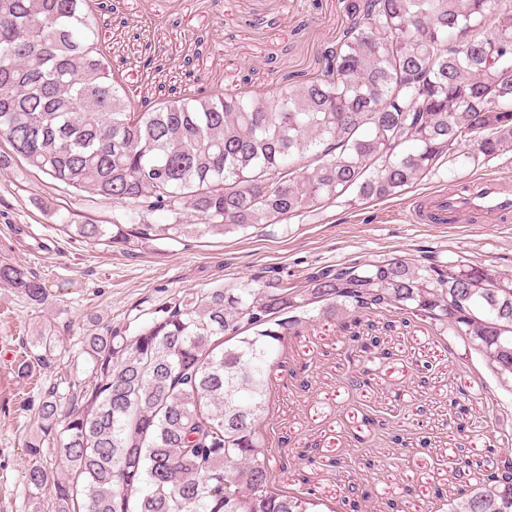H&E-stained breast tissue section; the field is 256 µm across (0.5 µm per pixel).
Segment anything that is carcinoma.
<instances>
[{
	"label": "carcinoma",
	"instance_id": "1",
	"mask_svg": "<svg viewBox=\"0 0 512 512\" xmlns=\"http://www.w3.org/2000/svg\"><path fill=\"white\" fill-rule=\"evenodd\" d=\"M336 40L313 73L268 88H196L151 101L112 71L92 16L109 0H0V169L24 161L54 182L126 205V223L65 225L89 242L133 247L279 224L349 191L354 201L404 191L467 149L512 153V0H343ZM170 224H144L140 211ZM200 220L186 224L188 218ZM0 282L44 300L42 283L0 262ZM382 309L456 336L512 384V274L444 262L432 250L315 268L290 287L260 271L238 288L187 292L133 336L84 341L91 380L59 421L45 394L26 441L23 478L50 486L55 512H336L309 487L279 484L292 455L259 434L278 351L321 316L347 336L350 383L380 341L362 316ZM33 362H56L53 337ZM288 370V369H286ZM291 368L293 379L306 373ZM53 437L68 475L44 464ZM451 512H512V450L476 482L463 459Z\"/></svg>",
	"mask_w": 512,
	"mask_h": 512
}]
</instances>
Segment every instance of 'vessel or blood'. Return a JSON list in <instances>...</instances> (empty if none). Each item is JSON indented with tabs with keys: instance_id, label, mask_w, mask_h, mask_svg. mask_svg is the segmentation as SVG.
<instances>
[{
	"instance_id": "vessel-or-blood-1",
	"label": "vessel or blood",
	"mask_w": 512,
	"mask_h": 512,
	"mask_svg": "<svg viewBox=\"0 0 512 512\" xmlns=\"http://www.w3.org/2000/svg\"><path fill=\"white\" fill-rule=\"evenodd\" d=\"M410 217L417 224H508L512 222V184L493 178L469 180L456 190L416 197Z\"/></svg>"
}]
</instances>
